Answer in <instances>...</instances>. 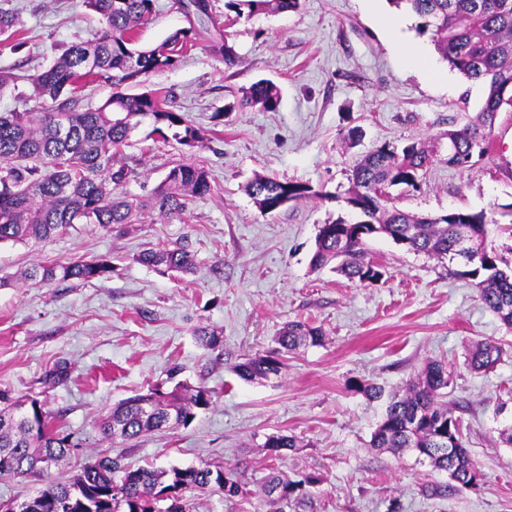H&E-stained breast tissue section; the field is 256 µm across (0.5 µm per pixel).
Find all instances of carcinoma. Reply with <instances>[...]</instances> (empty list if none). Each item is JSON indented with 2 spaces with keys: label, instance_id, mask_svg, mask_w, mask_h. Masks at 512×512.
Listing matches in <instances>:
<instances>
[{
  "label": "carcinoma",
  "instance_id": "carcinoma-1",
  "mask_svg": "<svg viewBox=\"0 0 512 512\" xmlns=\"http://www.w3.org/2000/svg\"><path fill=\"white\" fill-rule=\"evenodd\" d=\"M417 18V31L427 35L442 58L470 81L485 88L477 120L448 130L450 167L468 169L493 147L491 131L498 112L512 108V0H392ZM87 10L99 17L101 27L89 38L68 46L49 68L29 77L38 110L0 112V243L46 241L75 224H90L109 230L129 224L133 214L151 207L168 217L183 215L191 198L210 191L206 169L194 162H179L150 195L139 198L122 192L135 169L116 165L114 159L127 146L132 133L145 121L150 134L171 137L194 147L203 141L201 132L181 114L165 107L160 96L150 92L128 94L115 91L102 103L79 106L76 90L83 82L113 75L120 81L134 80L175 65L192 47L197 32L180 29L151 49L135 47L133 34L148 23L154 0H83ZM227 7L241 15L267 11L288 12L300 0H228ZM210 50L228 67L236 57L224 39L214 40ZM92 57L94 66L86 64ZM246 100L267 112L281 103L279 88L268 80L255 82ZM62 115L69 136L61 139L55 116ZM433 153L422 141L397 148L383 144L363 156L352 170L344 193L346 205L363 217L361 224L338 218L319 227L311 267L332 270L361 284L378 283L384 277L380 266L365 260L367 239L384 234L408 251L437 259L459 258L481 302L506 326L512 327V272L499 266L501 259L487 245L488 225L494 220L483 211L450 210L438 216L416 215L391 204L393 191L420 189L423 171ZM246 192L261 213L282 208V203L319 196L305 183L256 177ZM467 242V250L460 243ZM140 261L166 270L190 273L193 255L182 247L144 253ZM112 273L105 261H73L38 265L29 277L44 283L89 282ZM323 342L320 328L290 321L280 331V349L258 354L236 364L233 371L244 381L268 380L284 367L281 352ZM502 350L480 342L468 363L475 371H488L499 361ZM448 371L439 361H429L407 384L405 394L394 395L371 438V447L394 452L414 449L433 468L448 473L458 487L471 486L484 477L472 459L461 420L445 400ZM205 387L183 392L152 389L135 394L113 406L98 428L104 438L124 444L147 433L190 425L211 404ZM74 447L71 434L63 430L59 414L44 410L40 401L13 396L0 390V476L42 479L50 467L63 461ZM265 447L278 457L297 447L294 436L275 434ZM320 483L316 474L292 480L271 473L259 490L246 488L230 469L204 463L190 467H134L123 457H104L83 466L65 481H49L37 490V512H160L159 496L167 489H182L178 504L169 512H190L187 495L214 491L236 504L254 497L268 499L274 512L312 504V488Z\"/></svg>",
  "mask_w": 512,
  "mask_h": 512
}]
</instances>
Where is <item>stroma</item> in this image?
<instances>
[{"instance_id": "35a3bbf8", "label": "stroma", "mask_w": 512, "mask_h": 512, "mask_svg": "<svg viewBox=\"0 0 512 512\" xmlns=\"http://www.w3.org/2000/svg\"><path fill=\"white\" fill-rule=\"evenodd\" d=\"M210 3L211 21L180 61L122 86L165 96L203 143L150 138L146 122L116 158L137 171L127 194H149L182 160L205 167L210 192L179 218L146 210L108 231L78 224L48 241L0 244V389L62 415L75 446L51 468L52 480L121 455L134 466H223L253 490L273 467L293 479L316 471L314 512H389L395 502L399 512H512V447L499 439L512 424V328L482 304L460 262L377 235L367 248L385 271L381 282L360 285L310 267L319 226L357 219L343 200L356 160L388 142L421 140L438 157L419 190L395 197L397 207L429 215L482 210L512 224V109L498 113L494 146L476 166L448 167L447 132L474 120L485 92L418 34L414 14L389 0H301L298 10L252 17L236 16L227 0ZM0 10L17 16L10 37H0V70L17 78L0 112L35 108L29 76L89 37L97 20L82 0H0ZM383 15L405 21L404 43L382 27ZM188 25L175 0H155L136 44L155 47ZM220 37L236 65L208 52ZM261 79L279 87L278 111L243 104ZM354 127L361 138L353 145ZM258 176L306 183L317 195L264 215L244 190ZM176 246L194 255L193 273L139 260ZM77 260L107 261L112 272L91 282L24 277L37 264ZM291 321L321 327L322 344L290 353L277 378L240 379L233 364L274 350ZM204 326L220 333L218 349L200 345L196 331ZM488 340L501 346L500 361L471 370L469 349ZM432 359L448 365L447 401L485 475L479 486L454 487L413 451L369 446L387 395L402 393ZM59 367L65 375L50 380ZM355 379L380 386L384 398L354 390ZM180 383L213 392L190 426L121 445L102 437L99 420L113 405ZM280 433L298 445L270 457L264 443Z\"/></svg>"}]
</instances>
